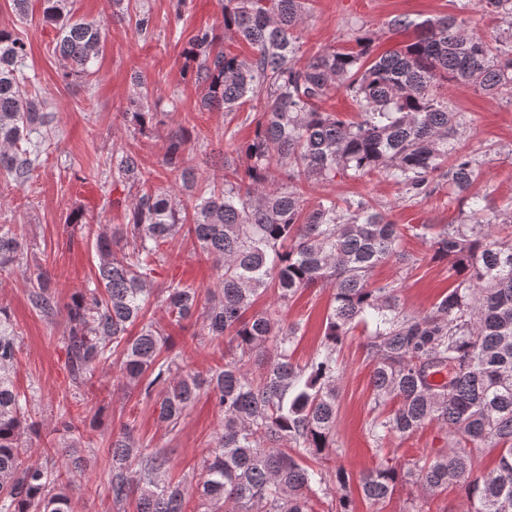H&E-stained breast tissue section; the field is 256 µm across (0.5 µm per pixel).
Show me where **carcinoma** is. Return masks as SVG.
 <instances>
[{
    "label": "carcinoma",
    "instance_id": "cac0c4a2",
    "mask_svg": "<svg viewBox=\"0 0 512 512\" xmlns=\"http://www.w3.org/2000/svg\"><path fill=\"white\" fill-rule=\"evenodd\" d=\"M309 0H224V33L253 48L242 58L218 46L201 28L184 53L202 110L227 113L260 108L252 136L224 153V190L216 192L191 168H180L190 135L168 147L166 164L197 189L182 203L158 189L136 192L124 223L95 235L99 258L93 286L73 294L63 337L73 383L120 361L121 387L155 399L157 420L176 431L200 394L215 400L223 432L203 459L195 488L206 512H315L327 495L317 464L335 453L337 347L360 323L374 326L366 348L372 359L374 403L397 400L388 415L369 423L376 443L406 437L434 423L448 448L404 464L380 463L360 480L373 505L402 483L419 491L414 512L450 484L469 512H512V238L494 232L492 220L443 224L432 237L433 257L446 260L456 285L431 311L408 316L397 287L371 281L380 263L404 259L409 232L426 237L432 224H393L370 200L321 198L309 208L303 185L384 174L413 198L433 196L439 181L468 202L478 217L482 197L472 192L480 162L462 151L458 115L438 95L443 80L469 84L489 96L512 93V45L468 35L464 20L444 15L416 23L405 15L394 28L415 26L412 43L374 53L371 31L357 29L354 45L327 46L297 65L301 27ZM43 18L58 29L54 53L61 78L83 80L104 47L102 25L75 20L66 0H43ZM24 41L0 29V173L24 184L41 162L50 113L26 85ZM348 92L357 118L346 120L322 104L332 90ZM144 97L124 112L143 131L153 123ZM282 172L269 188L272 166ZM112 187L145 182L139 157L112 154ZM196 238L220 272V284L200 312L207 334L226 339L224 363L206 376L184 370L167 355V337L146 319L162 246L182 230ZM121 245L120 252L113 247ZM17 235L0 225V273L22 265ZM33 308L49 316L57 302L49 277L30 278ZM332 289L324 343L305 364L291 361L296 327L268 310L251 312L269 287L287 301L304 288ZM167 313L180 322L197 313V289L181 282L166 288ZM140 325L139 334L129 328ZM18 336L0 306V512H74L72 481L87 458L77 445L45 448L35 459L28 439L38 433L31 399L15 390L12 373ZM498 451L497 467L479 471L486 450ZM109 492L121 508L133 496L138 512H184L186 486L168 477L170 459L145 453L126 423L112 434ZM350 475L336 468L330 512H355Z\"/></svg>",
    "mask_w": 512,
    "mask_h": 512
}]
</instances>
